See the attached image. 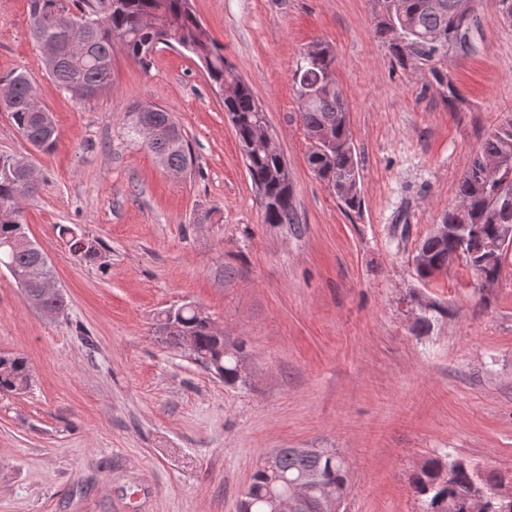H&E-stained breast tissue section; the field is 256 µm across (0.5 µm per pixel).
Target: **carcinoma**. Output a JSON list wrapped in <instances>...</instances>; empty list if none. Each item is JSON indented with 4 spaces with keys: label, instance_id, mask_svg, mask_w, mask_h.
I'll return each mask as SVG.
<instances>
[{
    "label": "carcinoma",
    "instance_id": "carcinoma-1",
    "mask_svg": "<svg viewBox=\"0 0 512 512\" xmlns=\"http://www.w3.org/2000/svg\"><path fill=\"white\" fill-rule=\"evenodd\" d=\"M461 0H375L374 32L388 44L393 58L402 66L427 68L431 80L443 87V100L462 102L457 86L448 77L442 61L431 56V41L445 54L467 56L474 48L461 43V33L473 28L477 14L465 15ZM30 34L37 46L53 43L58 48L56 62L46 68L60 87L106 90L112 81V46L120 42L129 57L142 63L158 44H176L197 57L204 65L210 83L218 87L227 79L236 81L232 97L224 100L238 140L249 178L259 196L266 224H294L297 214L289 178L282 174L280 155L264 149L256 130L268 123L259 109L248 83L230 64L202 26L191 7V0H109L107 15L99 17L95 0H29ZM84 16L94 18L91 27H75L68 21ZM314 57H301L296 64L294 83L299 118L309 141L307 163L349 211L362 206L359 162L352 142L347 101L336 81V56L328 45L316 44ZM14 95L10 119L25 140L36 150L50 153L58 142L54 117L43 103L37 88L24 72H14L0 80ZM154 129L146 146L169 169L188 172L192 166L189 144L172 113L154 108L148 113ZM498 157L512 161V119L493 129L474 154L457 186V204L441 216L442 224H484L492 237L495 224H512V202L504 203L496 187L482 177L485 162ZM30 161L23 157L0 156V265L20 288L27 303L43 314H60L67 299L56 286L55 292L41 294V285L55 278L43 250L30 239L21 219L22 205L36 196L39 183L26 180ZM68 237L72 255L86 262L97 260L100 243L70 227H61ZM424 261L415 271L419 280L430 282L438 270H448L461 262L468 267L476 287L496 281L501 265L478 257L467 260L457 246L432 235L421 242ZM154 335L180 348L181 337L193 336L190 351L194 362L228 385L242 381L235 361L224 355V335L207 317L194 310L173 308L161 315ZM28 359L19 353L0 352V393L19 394L30 387ZM290 480H304L311 486H326L342 500L349 495V468L337 451L325 448H281L276 470L261 465L241 492L250 503L249 512H267L269 490L286 487ZM506 478L499 472H483L459 457L432 458L409 477L414 494L421 501V512H469L468 496L474 486L484 491L485 512H500L498 491Z\"/></svg>",
    "mask_w": 512,
    "mask_h": 512
}]
</instances>
